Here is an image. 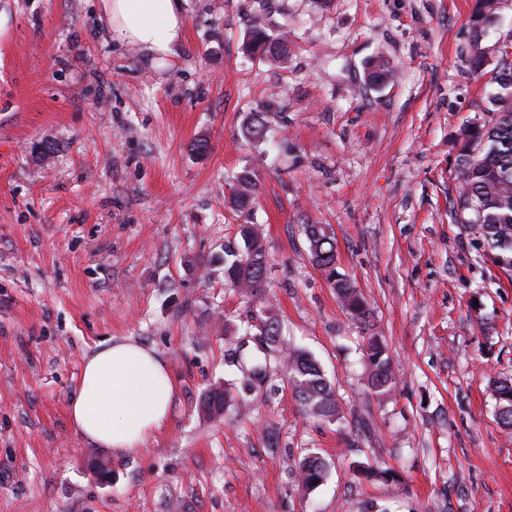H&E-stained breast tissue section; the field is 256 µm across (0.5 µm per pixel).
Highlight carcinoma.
Here are the masks:
<instances>
[{
    "label": "carcinoma",
    "mask_w": 512,
    "mask_h": 512,
    "mask_svg": "<svg viewBox=\"0 0 512 512\" xmlns=\"http://www.w3.org/2000/svg\"><path fill=\"white\" fill-rule=\"evenodd\" d=\"M500 0H475L469 24L474 34L470 62L473 71L484 68L485 52L481 41L499 13ZM246 52L282 62L288 58V36L268 33L262 19L255 20L244 46ZM391 69L383 60H373L367 67V80L383 85ZM489 119L466 125L463 145L456 159V177L461 191L455 202L461 223L471 225L479 240L490 250L492 262L504 273L512 272V62L495 67L494 90L476 105ZM270 123V112L255 109L244 118L241 133L248 143H262ZM258 195L256 178L244 170L233 178L230 204L237 210L254 205ZM311 264L322 272L336 292L343 309L360 328L361 350L366 370V386L382 399L397 387L393 360L384 336L374 322L368 302L356 284L338 270L336 242L324 224L303 226ZM242 240L239 249L224 248V284L247 296H258L265 288L269 251L265 238L253 224L237 225ZM258 335L267 340V348L281 346L288 384L304 415L336 425L341 432L348 427L340 395L327 378L321 364L306 350L283 346L276 314L260 311ZM495 400L497 423L512 431V377L493 379L489 383ZM234 397L220 385L207 389L199 403L209 416L222 415ZM328 468L319 455H308L299 463L302 490L309 494L322 485Z\"/></svg>",
    "instance_id": "1"
}]
</instances>
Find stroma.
I'll return each instance as SVG.
<instances>
[{
    "label": "stroma",
    "instance_id": "1",
    "mask_svg": "<svg viewBox=\"0 0 512 512\" xmlns=\"http://www.w3.org/2000/svg\"><path fill=\"white\" fill-rule=\"evenodd\" d=\"M472 5L180 0L182 38L160 60L113 39L99 0H0V512H512V434L488 389L512 376V277L454 208L461 131L512 41V0L478 74ZM258 16L287 32V63L244 53ZM378 55L394 76L374 88ZM270 101L264 142L245 144V116ZM244 169L259 191L240 213L224 198ZM305 223L331 227L374 312L390 397L364 385L360 330L310 263ZM240 224L269 250L259 299L224 285ZM263 304L335 383L350 435L303 415L278 362L275 395L199 412L211 385L238 388L231 353L258 356L243 326ZM113 338L153 350L176 385L165 425L122 455L68 413L85 356ZM310 453L329 474L306 495Z\"/></svg>",
    "mask_w": 512,
    "mask_h": 512
}]
</instances>
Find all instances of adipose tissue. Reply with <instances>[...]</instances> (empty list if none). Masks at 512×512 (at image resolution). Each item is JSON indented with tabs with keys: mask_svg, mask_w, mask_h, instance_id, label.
Returning a JSON list of instances; mask_svg holds the SVG:
<instances>
[{
	"mask_svg": "<svg viewBox=\"0 0 512 512\" xmlns=\"http://www.w3.org/2000/svg\"><path fill=\"white\" fill-rule=\"evenodd\" d=\"M100 10L115 38L150 55L169 54L181 38L178 0H100ZM173 393L169 369L153 350L113 339L84 359L69 414L83 436L123 454L166 423Z\"/></svg>",
	"mask_w": 512,
	"mask_h": 512,
	"instance_id": "ef3b65f1",
	"label": "adipose tissue"
}]
</instances>
